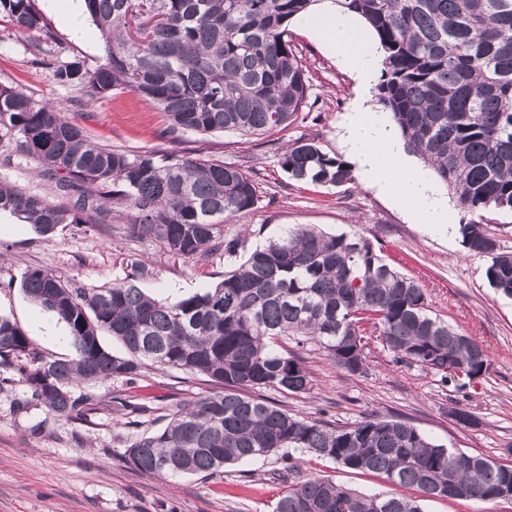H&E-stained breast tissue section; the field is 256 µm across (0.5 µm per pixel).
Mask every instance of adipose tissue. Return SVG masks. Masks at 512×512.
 <instances>
[{"instance_id":"adipose-tissue-1","label":"adipose tissue","mask_w":512,"mask_h":512,"mask_svg":"<svg viewBox=\"0 0 512 512\" xmlns=\"http://www.w3.org/2000/svg\"><path fill=\"white\" fill-rule=\"evenodd\" d=\"M300 24L356 81V96L340 125V138L362 180L417 223L453 231L456 214L447 197L415 167L395 130L369 103L380 48L335 0H320Z\"/></svg>"}]
</instances>
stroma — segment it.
I'll use <instances>...</instances> for the list:
<instances>
[{
    "label": "stroma",
    "mask_w": 512,
    "mask_h": 512,
    "mask_svg": "<svg viewBox=\"0 0 512 512\" xmlns=\"http://www.w3.org/2000/svg\"><path fill=\"white\" fill-rule=\"evenodd\" d=\"M36 6L53 38L21 34L0 16V83L22 86L55 106L96 144L131 154L176 151L243 166L256 182L260 202L254 210L227 218L224 232L244 235V249L293 224L358 233L423 288L434 313L488 354L485 373L460 387L419 364L396 361L369 332L363 372L347 374L310 345L300 352L310 389H268L265 398L305 420H402L448 448L512 465V298L489 285V258L469 255L461 234H442L414 223L363 184L346 189L301 183L279 165L286 144L302 136L325 152L345 156L339 126L355 95L351 73L297 20L288 23L289 39L306 70L309 98L295 121L259 136L188 133L172 141L164 135V114L128 91L83 103L77 88L55 83L50 61L77 59L96 67L104 57L103 43L94 31L87 39H74L59 11L46 0H36ZM0 183L60 200L38 175L36 162L6 139L0 141ZM124 224L121 217L109 224H71L44 237L30 225L10 220L0 232V316L21 327L31 349L45 359L71 358L73 348L65 325L53 322L23 293L26 271L48 270L97 288L144 266L149 273L139 279V287L173 302L216 285L234 265L221 253L205 262L174 257L158 242L126 237ZM212 390L203 378L149 366L131 383L112 378L76 386L75 394L93 397L95 409L86 420L72 422L41 405L18 412L16 401L27 395L24 378L17 370L0 368V512H274L288 489L281 476L284 463L275 455L209 477L150 476L123 462L126 448L139 436L163 429L176 405ZM134 404L146 405V412H131ZM455 407L472 411L478 426L456 423L449 414ZM295 462L301 475L330 479L360 493L417 499L422 512H512V500L427 498L383 475L351 470L309 453L297 455Z\"/></svg>",
    "instance_id": "obj_1"
}]
</instances>
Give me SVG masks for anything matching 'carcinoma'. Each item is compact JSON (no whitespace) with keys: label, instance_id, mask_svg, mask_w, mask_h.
Masks as SVG:
<instances>
[{"label":"carcinoma","instance_id":"obj_1","mask_svg":"<svg viewBox=\"0 0 512 512\" xmlns=\"http://www.w3.org/2000/svg\"><path fill=\"white\" fill-rule=\"evenodd\" d=\"M84 0L104 41L103 62L50 64L52 79L90 101L127 90L164 112L171 139L185 133L260 135L288 124L308 96L288 22L320 0ZM373 30L383 50L377 101L406 149L428 164L467 214L512 212V0H335ZM20 31L45 28L35 0H0ZM35 160L65 206L0 184V212L49 236L68 224H110L112 207L132 239H153L176 257L205 262L237 254L224 219L257 208L246 170L174 153L128 154L95 144L57 109L18 85L0 84V139ZM296 181L354 184L352 167L299 137L279 157ZM468 253L487 257L486 277L512 297V253L495 248L483 224L460 225ZM136 271L100 288L54 273L24 274L21 289L63 321L74 354L47 360L17 324L0 316V366L24 358L31 399L59 418L84 420L92 398L72 387L132 381L146 363L200 376L217 391L177 406L164 429L137 438L123 460L157 476L212 475L275 453H315L369 471L428 498L512 499V467L453 452L400 420L347 426L305 420L249 394L309 389L300 356L279 350L313 344L337 367L364 369L361 327L379 329L383 347L445 380L482 374V345L431 313L423 289L379 256L368 240L294 224L252 250L211 288L162 302L136 284ZM108 334L123 346L105 347ZM275 512H421L407 498L357 493L331 480L288 487Z\"/></svg>","mask_w":512,"mask_h":512}]
</instances>
